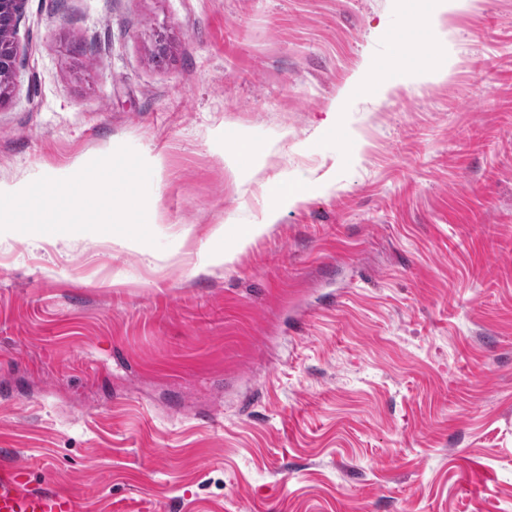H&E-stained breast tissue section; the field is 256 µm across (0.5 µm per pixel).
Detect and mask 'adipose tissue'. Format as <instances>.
Here are the masks:
<instances>
[{
	"mask_svg": "<svg viewBox=\"0 0 512 512\" xmlns=\"http://www.w3.org/2000/svg\"><path fill=\"white\" fill-rule=\"evenodd\" d=\"M451 69L447 61L438 64L416 65L406 70H381L377 61L368 62L357 77L359 87L370 89L379 95H386L394 86L411 82L442 81L448 78ZM101 178L98 173L90 172L83 176L79 190L69 194L68 207L74 212H89L92 224H110L114 221V209L100 200L93 187L99 184ZM312 190L307 179L291 182H274L266 187L263 195L266 200V222L274 223L283 207L302 201ZM265 224L238 225L234 235L229 238L225 247L212 250L214 260L228 264L234 261L237 254L246 249L260 236Z\"/></svg>",
	"mask_w": 512,
	"mask_h": 512,
	"instance_id": "obj_1",
	"label": "adipose tissue"
}]
</instances>
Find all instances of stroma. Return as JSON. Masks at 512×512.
<instances>
[{"instance_id": "stroma-1", "label": "stroma", "mask_w": 512, "mask_h": 512, "mask_svg": "<svg viewBox=\"0 0 512 512\" xmlns=\"http://www.w3.org/2000/svg\"><path fill=\"white\" fill-rule=\"evenodd\" d=\"M432 8L24 0L0 188L150 183L134 226L5 215L0 455L84 512H512V0L449 16L447 81L354 85ZM311 191L312 185L306 178L271 183L263 191L266 200L265 224H238L234 235L227 241L228 246L211 250V257L224 264L232 263L239 252L246 249L267 226L277 220L283 207L302 201Z\"/></svg>"}]
</instances>
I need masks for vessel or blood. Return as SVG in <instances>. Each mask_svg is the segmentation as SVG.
Wrapping results in <instances>:
<instances>
[{"label":"vessel or blood","instance_id":"obj_1","mask_svg":"<svg viewBox=\"0 0 512 512\" xmlns=\"http://www.w3.org/2000/svg\"><path fill=\"white\" fill-rule=\"evenodd\" d=\"M0 512H84L82 498L63 484L33 482L22 465L0 463Z\"/></svg>","mask_w":512,"mask_h":512}]
</instances>
